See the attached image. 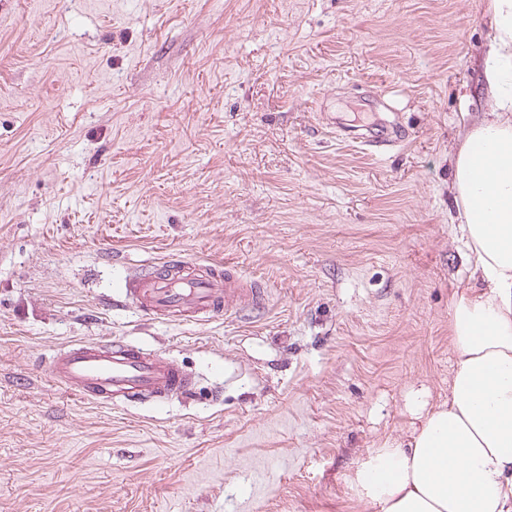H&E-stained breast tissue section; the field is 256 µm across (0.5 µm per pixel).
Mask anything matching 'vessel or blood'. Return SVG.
I'll return each instance as SVG.
<instances>
[{
  "mask_svg": "<svg viewBox=\"0 0 512 512\" xmlns=\"http://www.w3.org/2000/svg\"><path fill=\"white\" fill-rule=\"evenodd\" d=\"M123 294L127 305L158 318H218L235 312L240 302L265 300L264 287L233 265L184 260L135 267ZM42 369L72 396L101 405L168 402L186 397L194 384L172 357L128 341L73 343L50 356Z\"/></svg>",
  "mask_w": 512,
  "mask_h": 512,
  "instance_id": "b4317fda",
  "label": "vessel or blood"
}]
</instances>
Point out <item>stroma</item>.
<instances>
[{
	"label": "stroma",
	"mask_w": 512,
	"mask_h": 512,
	"mask_svg": "<svg viewBox=\"0 0 512 512\" xmlns=\"http://www.w3.org/2000/svg\"><path fill=\"white\" fill-rule=\"evenodd\" d=\"M487 32V0H0V512H372L346 471L406 441L410 389L448 398ZM379 119L402 143L340 135ZM162 258L268 301L123 306ZM112 338L194 391L99 406L40 370Z\"/></svg>",
	"instance_id": "obj_1"
}]
</instances>
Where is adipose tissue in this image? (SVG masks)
Returning a JSON list of instances; mask_svg holds the SVG:
<instances>
[{
  "instance_id": "adipose-tissue-1",
  "label": "adipose tissue",
  "mask_w": 512,
  "mask_h": 512,
  "mask_svg": "<svg viewBox=\"0 0 512 512\" xmlns=\"http://www.w3.org/2000/svg\"><path fill=\"white\" fill-rule=\"evenodd\" d=\"M483 80L492 107L452 160L473 285L450 305L448 400L414 413L408 441L346 473L375 512H512V0H489Z\"/></svg>"
}]
</instances>
